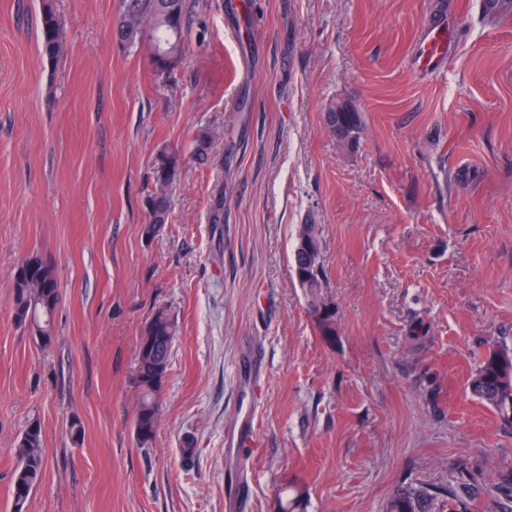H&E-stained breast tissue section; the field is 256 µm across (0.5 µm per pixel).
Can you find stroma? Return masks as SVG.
<instances>
[{
	"mask_svg": "<svg viewBox=\"0 0 512 512\" xmlns=\"http://www.w3.org/2000/svg\"><path fill=\"white\" fill-rule=\"evenodd\" d=\"M43 2L0 0V512L31 419L46 468L24 512H225L239 470L246 512H279L294 484L297 512H386L406 486L436 493L428 512L451 492L512 507V427L468 389L489 346H512V0H187L167 79L148 46L116 43L119 0H51L68 46L50 65ZM439 20L457 39L419 73ZM340 102L361 118L352 146L325 120ZM166 146L185 162L149 238ZM308 220L330 338L292 270ZM35 253L61 294L46 348L12 313ZM160 309L179 335L143 448L132 376Z\"/></svg>",
	"mask_w": 512,
	"mask_h": 512,
	"instance_id": "1",
	"label": "stroma"
}]
</instances>
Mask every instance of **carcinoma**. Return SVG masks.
<instances>
[{"instance_id":"1","label":"carcinoma","mask_w":512,"mask_h":512,"mask_svg":"<svg viewBox=\"0 0 512 512\" xmlns=\"http://www.w3.org/2000/svg\"><path fill=\"white\" fill-rule=\"evenodd\" d=\"M186 0H120L113 18L117 41L125 48L148 42L150 62L159 76L173 73L186 56L190 27ZM39 50L43 59L56 63L66 52V35L60 17L48 2L43 4ZM327 120L340 139L355 142L360 132L357 112H329ZM155 192L147 201L149 223L143 234L152 237L167 222L172 185L177 180L181 157L174 148L158 152L153 162ZM292 269L294 277L310 298L320 335H336V313L321 297L325 270L321 233L317 224H301L296 235ZM60 303L56 271L42 255H31L13 272V315L27 327L40 347L53 338V318ZM177 322L159 310L146 323L138 342L132 384L137 392L134 432L138 443L149 446L156 437L162 410L163 389L170 365L171 349L178 335ZM471 394L494 408L502 421L512 426V348L492 347L469 380ZM17 465L11 481L15 512H23L39 485L45 469L42 427L36 420L25 426L15 449ZM427 493L403 489L387 505V512H424Z\"/></svg>"}]
</instances>
